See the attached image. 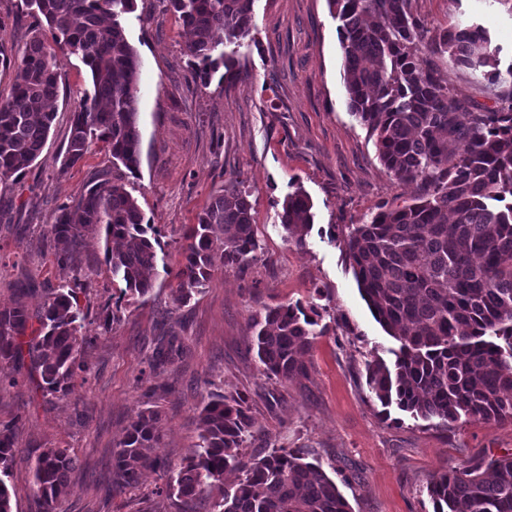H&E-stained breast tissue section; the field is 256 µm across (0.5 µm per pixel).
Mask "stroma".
Wrapping results in <instances>:
<instances>
[{
  "mask_svg": "<svg viewBox=\"0 0 512 512\" xmlns=\"http://www.w3.org/2000/svg\"><path fill=\"white\" fill-rule=\"evenodd\" d=\"M21 0H0V43L24 45L32 20ZM428 26L484 25L512 52V0H412ZM253 39L234 55L237 79L215 73L201 84L183 53L188 33L164 0H136L125 27L142 67L138 81L141 165L138 175L114 167L102 145L64 166L71 115L89 86L78 58L62 60L56 117L38 159L0 184V308L32 283L30 310L46 285H80L88 323L106 312L117 322L83 356L85 370L63 398L31 386L0 385V421L18 419L15 462L7 484L13 512H33L32 467L47 448H70L77 465L57 512H179L177 500L145 498L163 484L148 472L139 490L112 488V458L125 428L158 388L162 434L156 456L178 465L198 442L197 415L208 393H238L252 410L257 435L246 459L270 448H301L319 460L352 512H433L426 486L439 473L512 454V420L470 421L451 431L383 410L366 385L364 363L387 356L394 341L363 300L342 250L343 225L383 205H403L416 188L394 181L375 144L348 111L342 51L327 0H254ZM452 90L471 106L488 104L484 87L450 57L436 58ZM244 180L261 248L242 271L216 262L202 293L176 303L183 235L231 178ZM124 183L160 232L168 271L145 297H119L105 260V238L88 236L74 265L57 264L49 221L75 204L92 181ZM311 196L314 224L305 248L277 226L294 185ZM315 302L328 310L333 334L317 339L306 378L280 384L261 374L248 348L250 319L265 306ZM181 336L182 357L158 368L148 359L157 336ZM149 371V384L138 377Z\"/></svg>",
  "mask_w": 512,
  "mask_h": 512,
  "instance_id": "obj_1",
  "label": "stroma"
}]
</instances>
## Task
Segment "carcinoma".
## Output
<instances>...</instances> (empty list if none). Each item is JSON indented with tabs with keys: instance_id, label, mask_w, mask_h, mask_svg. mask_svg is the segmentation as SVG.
Wrapping results in <instances>:
<instances>
[{
	"instance_id": "1",
	"label": "carcinoma",
	"mask_w": 512,
	"mask_h": 512,
	"mask_svg": "<svg viewBox=\"0 0 512 512\" xmlns=\"http://www.w3.org/2000/svg\"><path fill=\"white\" fill-rule=\"evenodd\" d=\"M36 24L24 46L0 63L12 68L10 95L0 98V183L20 175L40 156L56 112L60 57L88 68L91 89L72 112L65 161L83 160L101 142L130 174L140 166L137 93L141 61L126 35L125 15L136 0H22ZM189 29L184 53L208 81L255 29L254 0H166ZM343 52L349 113L374 138L377 156L395 180L418 193L402 206H382L367 221L344 227L343 253L375 319L398 348L391 361L374 354L366 383L385 408L392 405L444 430L469 420H512V61L479 23L429 28L411 0H327ZM46 23L52 35L41 29ZM449 55L485 84L494 105L473 108L451 90L430 61ZM244 181L234 178L212 196L186 234L176 302L202 292L214 270V231H224V269H243L261 248ZM313 202L302 187L278 212L284 238L298 248L314 224ZM105 232L106 261L120 297L147 295L159 272L158 228L145 220L125 185L91 184L73 206L50 218L56 260L68 265L89 233ZM17 290L0 310V365L24 359L45 396L64 397L83 369L88 334L79 291L43 288L30 312ZM327 309L316 303L266 306L252 319L249 350L260 372L281 384L308 374L315 340L330 331ZM178 337H158L150 368L182 355ZM158 410L137 411L118 443L112 485L140 488L147 471L167 468L152 453L160 441ZM19 420L0 422V512H12L5 477L15 458ZM199 442L177 474L151 496L175 498L196 512L207 490H222L216 512H351L336 482L301 448H274L242 461L256 431L242 395L208 394L198 413ZM76 458L47 448L35 460L38 512H53L69 491ZM239 473L233 490L224 475ZM433 512H512V454L440 473L429 481Z\"/></svg>"
}]
</instances>
